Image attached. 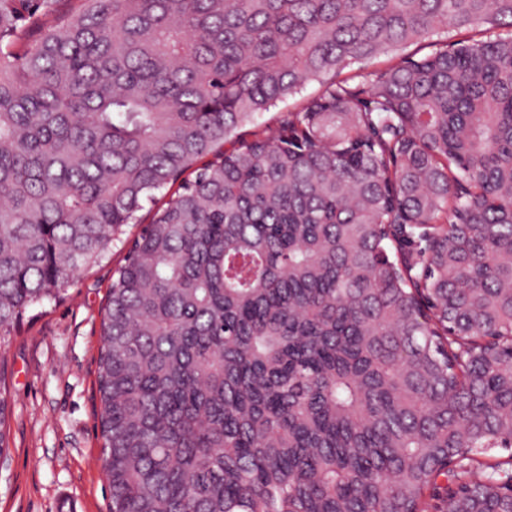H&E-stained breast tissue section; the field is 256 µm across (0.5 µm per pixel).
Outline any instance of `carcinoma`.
<instances>
[{"label": "carcinoma", "mask_w": 512, "mask_h": 512, "mask_svg": "<svg viewBox=\"0 0 512 512\" xmlns=\"http://www.w3.org/2000/svg\"><path fill=\"white\" fill-rule=\"evenodd\" d=\"M58 4L0 0V344L141 225L108 512H512V0H79L32 33ZM9 415L0 375V454ZM301 96L288 97L285 100L278 103L276 108H272L269 112H264L261 115L256 116L252 121L243 125L238 133L243 135L245 139H251L253 132H258L266 128L274 129L278 126L282 116L287 113L289 109H292L296 103L299 102Z\"/></svg>", "instance_id": "carcinoma-1"}]
</instances>
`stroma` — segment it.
<instances>
[{
    "instance_id": "35a3bbf8",
    "label": "stroma",
    "mask_w": 512,
    "mask_h": 512,
    "mask_svg": "<svg viewBox=\"0 0 512 512\" xmlns=\"http://www.w3.org/2000/svg\"><path fill=\"white\" fill-rule=\"evenodd\" d=\"M113 247L58 302L30 308L0 346L11 400L9 446L0 454V512H107L96 377Z\"/></svg>"
}]
</instances>
